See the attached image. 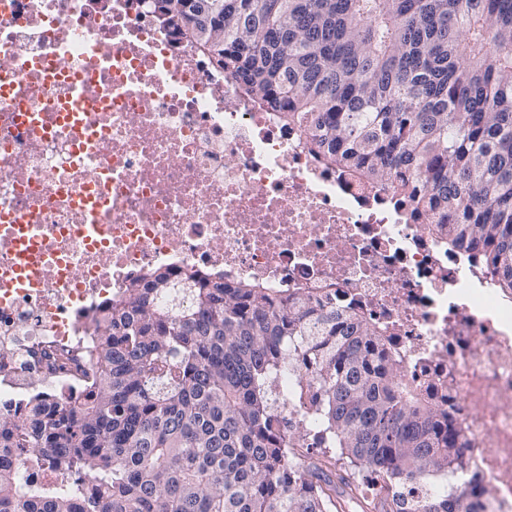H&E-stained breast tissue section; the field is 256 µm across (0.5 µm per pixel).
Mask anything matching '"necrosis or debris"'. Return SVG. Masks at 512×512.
Listing matches in <instances>:
<instances>
[{
    "instance_id": "obj_1",
    "label": "necrosis or debris",
    "mask_w": 512,
    "mask_h": 512,
    "mask_svg": "<svg viewBox=\"0 0 512 512\" xmlns=\"http://www.w3.org/2000/svg\"><path fill=\"white\" fill-rule=\"evenodd\" d=\"M306 139L139 0H0V408L88 389L99 310L136 277L220 270L363 313L447 410L463 484L512 512V305Z\"/></svg>"
}]
</instances>
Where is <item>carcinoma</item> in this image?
Wrapping results in <instances>:
<instances>
[{"label": "carcinoma", "instance_id": "cac0c4a2", "mask_svg": "<svg viewBox=\"0 0 512 512\" xmlns=\"http://www.w3.org/2000/svg\"><path fill=\"white\" fill-rule=\"evenodd\" d=\"M145 9L512 295V0ZM94 353L84 399L0 409V512H478L489 495L457 490L448 413L399 392L378 328L302 291L151 270L102 308ZM45 465L52 479L22 495L20 471Z\"/></svg>", "mask_w": 512, "mask_h": 512}]
</instances>
